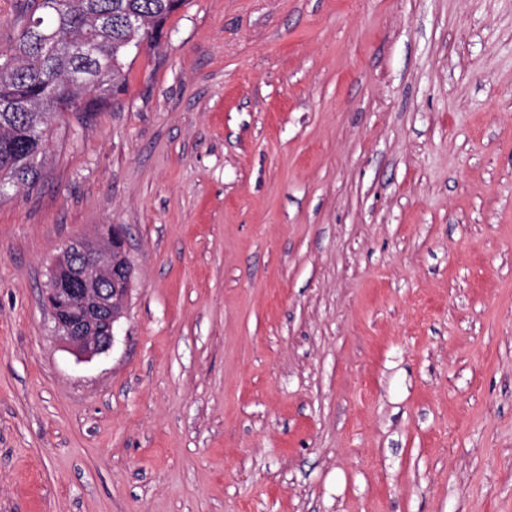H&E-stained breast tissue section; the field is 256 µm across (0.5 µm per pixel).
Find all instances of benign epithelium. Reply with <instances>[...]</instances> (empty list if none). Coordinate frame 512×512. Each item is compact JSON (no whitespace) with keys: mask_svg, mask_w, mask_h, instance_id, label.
Instances as JSON below:
<instances>
[{"mask_svg":"<svg viewBox=\"0 0 512 512\" xmlns=\"http://www.w3.org/2000/svg\"><path fill=\"white\" fill-rule=\"evenodd\" d=\"M132 282L122 226L109 224L94 239L67 243L43 292L57 340L81 359L108 352L114 327L126 316Z\"/></svg>","mask_w":512,"mask_h":512,"instance_id":"7a95c632","label":"benign epithelium"}]
</instances>
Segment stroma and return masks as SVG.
Returning <instances> with one entry per match:
<instances>
[{"label":"stroma","instance_id":"1","mask_svg":"<svg viewBox=\"0 0 512 512\" xmlns=\"http://www.w3.org/2000/svg\"><path fill=\"white\" fill-rule=\"evenodd\" d=\"M0 202V512H512V0H188ZM126 228L80 361L41 295ZM102 281L110 288H101ZM132 282L133 266L121 225H107L95 239L67 243L42 296L57 340L81 359L108 352L114 327L126 316Z\"/></svg>","mask_w":512,"mask_h":512}]
</instances>
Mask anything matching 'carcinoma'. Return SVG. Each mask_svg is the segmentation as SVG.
Here are the masks:
<instances>
[{
  "label": "carcinoma",
  "mask_w": 512,
  "mask_h": 512,
  "mask_svg": "<svg viewBox=\"0 0 512 512\" xmlns=\"http://www.w3.org/2000/svg\"><path fill=\"white\" fill-rule=\"evenodd\" d=\"M187 0H29L16 39L0 48V200L31 188L52 119L91 118L127 83L128 60L157 48Z\"/></svg>",
  "instance_id": "carcinoma-1"
}]
</instances>
